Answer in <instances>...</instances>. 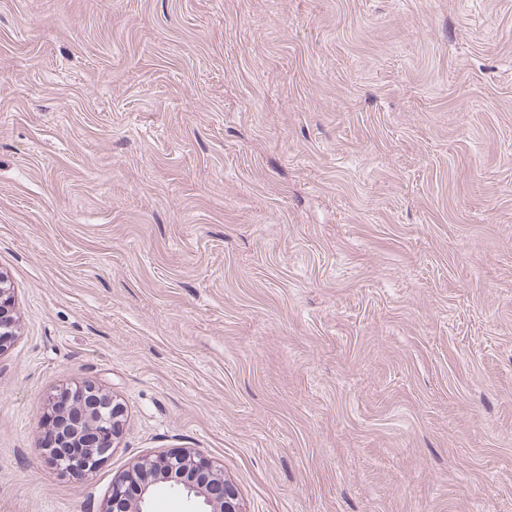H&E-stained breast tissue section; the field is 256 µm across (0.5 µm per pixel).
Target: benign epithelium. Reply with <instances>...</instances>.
Masks as SVG:
<instances>
[{"label":"benign epithelium","instance_id":"1","mask_svg":"<svg viewBox=\"0 0 512 512\" xmlns=\"http://www.w3.org/2000/svg\"><path fill=\"white\" fill-rule=\"evenodd\" d=\"M13 305L14 296L0 275V347L12 335ZM122 418L121 404L96 387L76 389L69 395L68 414L56 434L62 447L82 441L90 448L78 458L54 451L52 463L69 471L94 470L111 453L122 431ZM166 490L200 501L198 512H243L236 488L224 479V465L191 450L134 461L112 481L101 512H151L152 497Z\"/></svg>","mask_w":512,"mask_h":512}]
</instances>
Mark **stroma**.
<instances>
[{
	"label": "stroma",
	"instance_id": "obj_1",
	"mask_svg": "<svg viewBox=\"0 0 512 512\" xmlns=\"http://www.w3.org/2000/svg\"><path fill=\"white\" fill-rule=\"evenodd\" d=\"M0 273V512L185 448L245 512H512V0H0ZM7 280L0 274V350L8 336H12L11 325L13 321L12 306L14 296L11 295ZM68 414L56 431L63 447L72 443L91 445L83 457L71 458L64 451H54L51 462L66 471L94 470L112 451L122 431L123 407L95 386L86 385L68 395ZM91 431L92 435L85 437Z\"/></svg>",
	"mask_w": 512,
	"mask_h": 512
}]
</instances>
